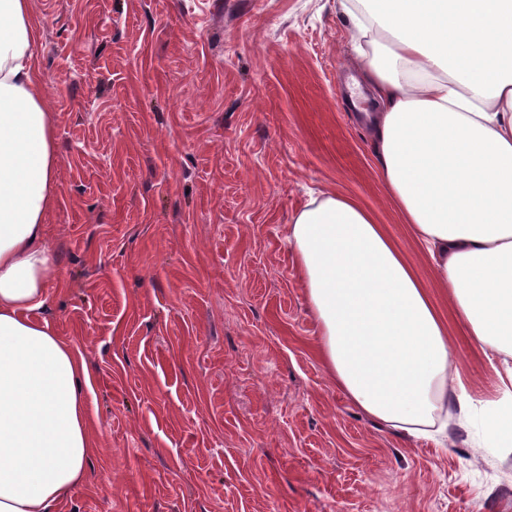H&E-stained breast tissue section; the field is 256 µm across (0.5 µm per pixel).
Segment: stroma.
I'll return each instance as SVG.
<instances>
[{
  "instance_id": "1",
  "label": "stroma",
  "mask_w": 512,
  "mask_h": 512,
  "mask_svg": "<svg viewBox=\"0 0 512 512\" xmlns=\"http://www.w3.org/2000/svg\"><path fill=\"white\" fill-rule=\"evenodd\" d=\"M56 126L37 313L84 356L97 448L59 512H512V447L375 425L317 354L288 226L325 191L415 247L337 0H30ZM482 397L498 372L449 323Z\"/></svg>"
}]
</instances>
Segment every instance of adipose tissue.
I'll use <instances>...</instances> for the list:
<instances>
[{"label":"adipose tissue","mask_w":512,"mask_h":512,"mask_svg":"<svg viewBox=\"0 0 512 512\" xmlns=\"http://www.w3.org/2000/svg\"><path fill=\"white\" fill-rule=\"evenodd\" d=\"M380 109L364 115L387 197L448 299L356 201L310 195L288 227L337 386L408 439L477 427L512 447V0H338ZM29 0H0V512H56L95 451L85 359L34 315L56 252L55 122ZM506 364L499 399L452 377L448 318Z\"/></svg>","instance_id":"ef3b65f1"}]
</instances>
